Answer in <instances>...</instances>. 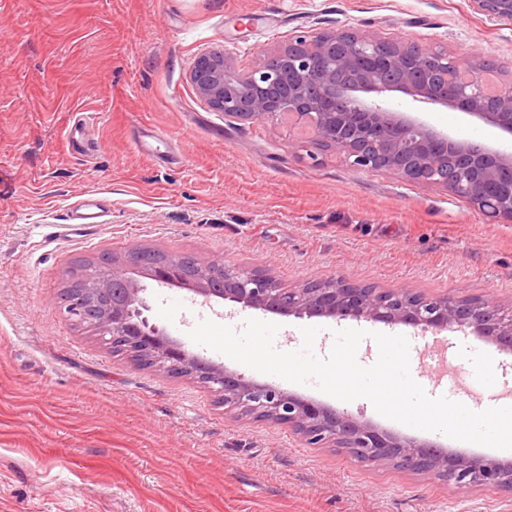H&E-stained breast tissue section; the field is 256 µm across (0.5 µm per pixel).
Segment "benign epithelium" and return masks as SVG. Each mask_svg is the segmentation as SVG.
Masks as SVG:
<instances>
[{"instance_id": "1", "label": "benign epithelium", "mask_w": 512, "mask_h": 512, "mask_svg": "<svg viewBox=\"0 0 512 512\" xmlns=\"http://www.w3.org/2000/svg\"><path fill=\"white\" fill-rule=\"evenodd\" d=\"M469 6L490 20L512 19V0H469ZM490 70L479 59L463 68L444 48L344 29L292 36L277 47L259 46L248 69L235 67L222 49L202 53L190 81L200 97L226 116L251 123L286 116L357 170L391 171L407 181L443 186L492 221L508 223L511 151L456 139L380 100L400 92L463 112L512 138V82L490 83ZM135 271L162 285L190 287L204 306L220 299L296 318L403 325L421 336L470 333L512 354V315L504 314L495 299L467 302L450 293L426 297L382 290L343 274L300 288H275L260 271L206 264L189 273L179 259L153 263L140 250L102 264L86 288L87 295L112 303L110 309L96 307L93 320L98 339L112 352L135 362L139 354H148L153 367L181 371L218 394L229 411L285 425L308 445L344 448L360 461H392L463 490L490 486L512 491L511 458L463 454L397 434L186 350L142 317L146 288Z\"/></svg>"}]
</instances>
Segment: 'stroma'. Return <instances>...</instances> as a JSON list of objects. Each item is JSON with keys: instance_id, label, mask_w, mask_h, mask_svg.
<instances>
[{"instance_id": "obj_1", "label": "stroma", "mask_w": 512, "mask_h": 512, "mask_svg": "<svg viewBox=\"0 0 512 512\" xmlns=\"http://www.w3.org/2000/svg\"><path fill=\"white\" fill-rule=\"evenodd\" d=\"M354 29L497 60L512 80V20L468 0H0V512H512V492L462 491L386 461L309 448L287 426L225 410L203 384L113 355L70 319L60 296L81 259L136 249L261 269L280 287L343 274L424 296L488 295L512 311V223L490 222L442 187L357 171L284 119L239 121L212 109L189 73L224 49L246 66L257 46ZM389 106L448 134L504 148L479 120L391 93ZM162 134L138 151L139 126ZM99 198L92 224L76 201ZM150 324L185 348L261 383L347 410L393 432L469 454L495 450L416 429L258 372L196 344L206 319L242 331L279 324L297 351L325 318L191 304L187 289L144 279ZM444 358L414 379L432 397L491 403L474 362L512 389V355L446 334Z\"/></svg>"}]
</instances>
